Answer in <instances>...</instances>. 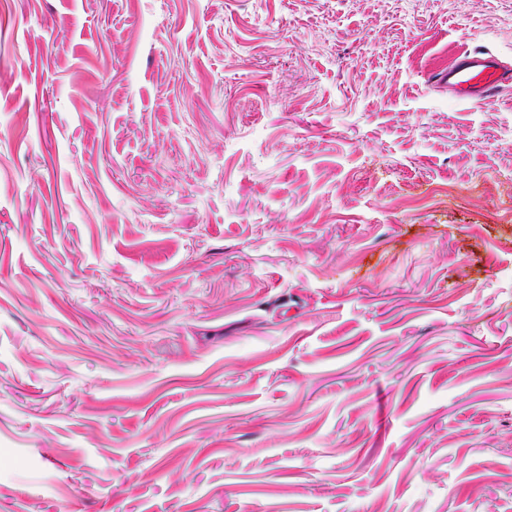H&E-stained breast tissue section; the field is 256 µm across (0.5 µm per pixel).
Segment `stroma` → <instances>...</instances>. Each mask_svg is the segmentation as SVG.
<instances>
[{
  "mask_svg": "<svg viewBox=\"0 0 512 512\" xmlns=\"http://www.w3.org/2000/svg\"><path fill=\"white\" fill-rule=\"evenodd\" d=\"M512 0H0V512H512ZM442 80L448 82L456 99L469 108H482L495 102L505 88H512V73L503 71L497 57L478 49L464 50L448 65Z\"/></svg>",
  "mask_w": 512,
  "mask_h": 512,
  "instance_id": "stroma-1",
  "label": "stroma"
}]
</instances>
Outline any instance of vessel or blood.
I'll return each mask as SVG.
<instances>
[{
	"label": "vessel or blood",
	"mask_w": 512,
	"mask_h": 512,
	"mask_svg": "<svg viewBox=\"0 0 512 512\" xmlns=\"http://www.w3.org/2000/svg\"><path fill=\"white\" fill-rule=\"evenodd\" d=\"M443 78L456 99L471 108L491 105L502 90L512 88V73L503 70L496 56L478 49L464 50Z\"/></svg>",
	"instance_id": "b4317fda"
}]
</instances>
